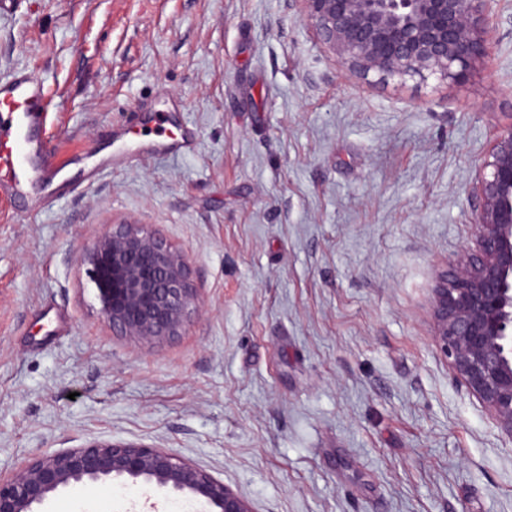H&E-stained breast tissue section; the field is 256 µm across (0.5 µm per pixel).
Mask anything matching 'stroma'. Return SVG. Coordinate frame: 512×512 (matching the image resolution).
<instances>
[{
  "mask_svg": "<svg viewBox=\"0 0 512 512\" xmlns=\"http://www.w3.org/2000/svg\"><path fill=\"white\" fill-rule=\"evenodd\" d=\"M469 81L369 88L298 0H12L0 80L48 93L59 155L98 165L45 212L0 205V473L95 440L160 447L254 512H512V439L437 346L439 272L474 245L469 186L512 123V0ZM181 155L112 144L137 109ZM135 218L188 257L201 312L113 335L80 256ZM97 484L42 512H174ZM154 128L149 135H153L143 146L142 151L150 155L179 154L190 151L195 143L190 130L184 129L178 135L167 129L169 117L166 112H154L152 116Z\"/></svg>",
  "mask_w": 512,
  "mask_h": 512,
  "instance_id": "stroma-1",
  "label": "stroma"
}]
</instances>
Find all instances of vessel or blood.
Wrapping results in <instances>:
<instances>
[{"label": "vessel or blood", "mask_w": 512, "mask_h": 512, "mask_svg": "<svg viewBox=\"0 0 512 512\" xmlns=\"http://www.w3.org/2000/svg\"><path fill=\"white\" fill-rule=\"evenodd\" d=\"M152 137L143 147L150 155L179 154L195 143L190 130L172 133L167 113L155 112ZM48 110L44 86L24 73L0 81V201L12 203L32 193L47 205L72 156L52 151L47 140Z\"/></svg>", "instance_id": "vessel-or-blood-1"}]
</instances>
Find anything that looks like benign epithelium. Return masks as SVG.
<instances>
[{"mask_svg":"<svg viewBox=\"0 0 512 512\" xmlns=\"http://www.w3.org/2000/svg\"><path fill=\"white\" fill-rule=\"evenodd\" d=\"M336 66L361 84L464 83L489 49L490 0H297ZM475 246L432 289L435 340L467 391L512 438V124L475 165ZM112 334L156 345L200 311L187 256L137 219L110 224L81 256ZM165 490L208 512H254L224 482L154 446L95 441L0 475V512H38L86 483Z\"/></svg>","mask_w":512,"mask_h":512,"instance_id":"obj_1","label":"benign epithelium"}]
</instances>
